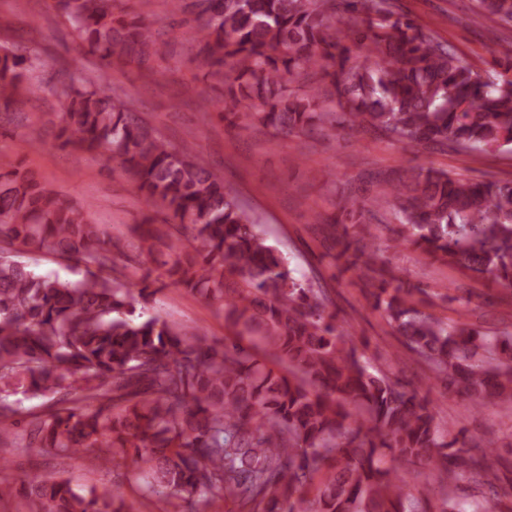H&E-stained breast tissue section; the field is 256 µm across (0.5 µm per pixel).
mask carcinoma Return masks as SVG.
<instances>
[{"mask_svg":"<svg viewBox=\"0 0 512 512\" xmlns=\"http://www.w3.org/2000/svg\"><path fill=\"white\" fill-rule=\"evenodd\" d=\"M85 53L151 71L161 36L183 42L224 86V119L238 107L275 134L355 126L405 145L512 152V42L501 71L459 63L431 30L393 11L392 0H167L195 16L181 31L116 13L112 0H54ZM473 18L512 24V0H474ZM365 47L351 62L350 44ZM42 43L0 44L4 115L30 94L26 72ZM53 91L62 112L58 145L104 151L151 213L136 229L138 253L161 252L162 276L224 302L229 335L216 341L137 312L158 292L112 276L117 243L85 209L57 199L30 172L0 162V443L59 457L99 449V465H124L156 495L155 509L214 492L239 512H467L464 474L494 486L488 461L442 427L427 396L371 369L340 324L312 270L295 276L259 221L192 146H174L134 105L67 66ZM399 241L512 291V183L420 169L389 186ZM190 230L153 227L158 217ZM364 202L345 197L338 274L350 272L403 349L476 406L512 401V332L491 335L424 310L425 288L392 286L389 260L358 236ZM42 252L84 265L80 278L39 274L24 257ZM54 401L16 419L17 391ZM403 464L421 468L412 492ZM25 512H126L117 492L69 481H20Z\"/></svg>","mask_w":512,"mask_h":512,"instance_id":"cac0c4a2","label":"carcinoma"}]
</instances>
